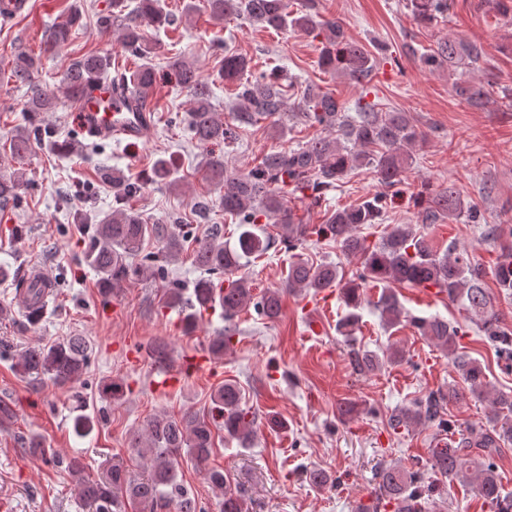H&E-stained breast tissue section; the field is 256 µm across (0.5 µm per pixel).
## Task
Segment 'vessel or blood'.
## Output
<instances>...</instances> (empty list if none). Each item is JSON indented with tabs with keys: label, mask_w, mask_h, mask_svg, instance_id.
<instances>
[{
	"label": "vessel or blood",
	"mask_w": 512,
	"mask_h": 512,
	"mask_svg": "<svg viewBox=\"0 0 512 512\" xmlns=\"http://www.w3.org/2000/svg\"><path fill=\"white\" fill-rule=\"evenodd\" d=\"M112 87L107 83H98L82 98L79 109L82 126L88 135L124 141L143 138L149 127L148 113L142 112L140 104H121L112 111L104 112L99 108L100 100L111 99Z\"/></svg>",
	"instance_id": "1"
}]
</instances>
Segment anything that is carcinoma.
<instances>
[{"label":"carcinoma","mask_w":512,"mask_h":512,"mask_svg":"<svg viewBox=\"0 0 512 512\" xmlns=\"http://www.w3.org/2000/svg\"><path fill=\"white\" fill-rule=\"evenodd\" d=\"M452 0H409L410 12L417 24L428 27L447 14ZM111 9L98 15L99 28L104 32L117 29L120 45L144 63L132 71L111 76L112 55L89 52L76 60L67 70L62 85L47 90L34 81L39 59L20 52L14 58L11 79L30 89L24 111L36 120L41 112L56 109L60 102L76 103L97 79H112L121 90L137 99L154 94L159 75L150 62L155 44L147 30L158 32L176 22V15L162 8L160 0H111ZM209 16L217 21L247 20L278 32H302L322 38L323 50L319 65L331 74H342L358 83L364 81L376 66L375 55L363 45L349 39L342 25L334 19H325L313 9L312 3L294 10L288 0H205ZM82 16L72 13L67 22L53 27L44 38V51L51 52L69 41L72 29L79 26ZM484 61L482 47L474 42L448 38L424 55L429 65L448 63L450 71L473 72ZM250 60L224 49L220 78L235 87L239 109L237 121L251 123L259 118H274L286 111L288 100L294 104L298 117L307 125L325 132L297 148L278 149L267 153L261 163L246 173H238L224 165L216 156L205 161L202 178L221 190L219 206L224 214L236 217L244 230L237 243L223 240L219 225L212 226L208 238L199 241L191 253L192 263L207 276L193 283L192 292L184 296L182 289L170 288L165 304L182 314L185 331L194 330L201 312L216 307L230 323L243 310L254 307L264 318L274 321L282 313L283 295L298 291L319 293L338 287L348 312L336 324V332L347 342H355V333L361 320L363 285L370 281L381 288L376 307L390 328L402 323L406 313L400 304L395 286L435 289L448 302L459 306L465 320L485 336L500 354L512 359V328L505 325L495 311L485 278L492 276L496 287L504 294H512V245L500 250L493 271L486 272L474 258L473 249L452 241L448 249L439 253L433 242L416 232L410 224H395L374 243L355 234L364 224H380L388 210L389 192L404 182V174L413 162L412 150L424 139V131L404 112L385 110L377 102L360 101L354 108L347 107L334 93L317 85H307L295 92V85L284 84L278 71H262L249 79L246 73ZM171 70L178 85L192 95V106L186 122L196 144L204 149L235 138V128L213 111L212 90L204 82L194 64L183 58L175 59ZM459 95L473 105L488 103L495 95L489 83L468 81L457 87ZM355 115H350V112ZM55 132L42 130L38 136L52 140V147L62 156L77 155L81 144L77 139L58 141ZM33 149L31 131L19 128L9 138L11 158L22 160ZM367 166L375 173L384 190L365 200L332 211L325 222L318 225L301 224L287 205L283 187H291L314 203H319L327 192L336 188L349 171ZM103 182L114 186L116 195L112 211L94 223H89L83 212L73 213V221L88 230L83 259L98 276L101 293L107 295L131 280H152L164 273L161 263L179 259L188 243L187 236L176 224H147L129 206V200L141 192L142 185L128 182L109 167L97 168ZM151 180L177 187L167 159L161 157L152 166ZM24 182L21 177L0 175V209L15 206L21 196ZM423 206L421 220L434 224L444 219L453 222L465 219L476 224L480 210L474 202L461 198L455 184L426 188L420 193ZM274 221L280 232L273 235L266 222ZM329 238L346 257L361 260L362 272L357 278L341 283L338 266L333 263H312L299 254H292L284 287L269 289L261 296L254 294L251 280L242 269L254 260L282 245L288 250L297 248L312 236ZM159 244L155 256L142 255L144 244ZM218 279H213V276ZM410 322L437 347L448 352L452 364L474 396L488 394V384L482 363L467 352L459 350L462 328L438 317L412 318ZM233 329L209 341V352L222 355L230 348ZM402 358L396 346L387 348L383 355L353 350L352 361L360 373H369ZM18 373L34 381L49 378L65 387L79 381L89 367V344L83 336H71L47 346L28 348L14 356ZM459 398L454 387L432 391L418 408L392 414L388 428L397 433L412 425L436 422L447 424L443 418L447 403ZM213 414L200 417L186 412L179 417L165 414L147 419L131 440V447L149 463V474L135 478L119 462L108 461L96 478L85 476L81 459L46 457L40 435L27 437L29 453L68 471L78 490L81 505L86 512H127L133 505L136 512H162L174 505L176 512H204L203 506L183 482L178 480L179 458L187 454L203 467V476L220 495V512H249L245 495L231 486L224 471L207 467L214 445V430L225 434L247 448L255 433L256 415L241 404V389L230 381L218 386L212 396ZM100 420L86 414L73 419V431L79 436L90 434ZM512 443V400L497 397L487 422L474 426L458 439L428 450L424 469L409 471L392 463H383L375 469L374 488L367 501L359 504L356 512H427L429 485L427 475L439 474L453 482L469 479L479 497L491 512H512V493L505 490L492 462L470 471L474 455L481 452L490 458L502 447ZM310 486L322 489L336 482L332 475L318 468L305 471Z\"/></svg>","instance_id":"carcinoma-1"}]
</instances>
